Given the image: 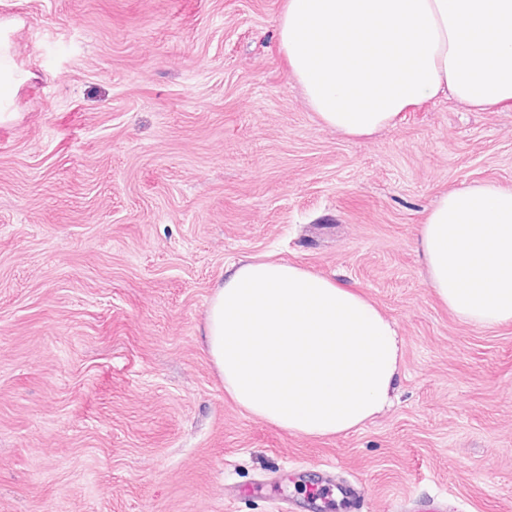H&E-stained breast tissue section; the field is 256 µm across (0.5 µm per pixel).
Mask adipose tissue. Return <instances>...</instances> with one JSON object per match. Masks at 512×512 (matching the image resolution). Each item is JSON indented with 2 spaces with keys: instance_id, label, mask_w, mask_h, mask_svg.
Wrapping results in <instances>:
<instances>
[{
  "instance_id": "1",
  "label": "adipose tissue",
  "mask_w": 512,
  "mask_h": 512,
  "mask_svg": "<svg viewBox=\"0 0 512 512\" xmlns=\"http://www.w3.org/2000/svg\"><path fill=\"white\" fill-rule=\"evenodd\" d=\"M278 38L317 120L351 138L448 95L479 112L512 107V0H287ZM414 243L427 286L460 320L512 322V188L441 195ZM203 340L225 398L306 438L384 411L402 361L395 323L362 291L268 256L225 266Z\"/></svg>"
}]
</instances>
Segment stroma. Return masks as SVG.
Returning <instances> with one entry per match:
<instances>
[{
	"mask_svg": "<svg viewBox=\"0 0 512 512\" xmlns=\"http://www.w3.org/2000/svg\"><path fill=\"white\" fill-rule=\"evenodd\" d=\"M286 0H0L18 83L0 124V512H354L444 497L512 512V323L421 276L444 192L512 187V109L426 102L351 140L278 43ZM276 253L397 325L393 403L302 438L224 397L203 344L226 264ZM281 482L287 499L252 494ZM334 487H336V490H338L342 495L350 492L347 486H344L340 483L333 484L330 481L329 483L320 488L311 490L312 495L309 507L315 512L327 511L333 501L332 496Z\"/></svg>",
	"mask_w": 512,
	"mask_h": 512,
	"instance_id": "1",
	"label": "stroma"
}]
</instances>
